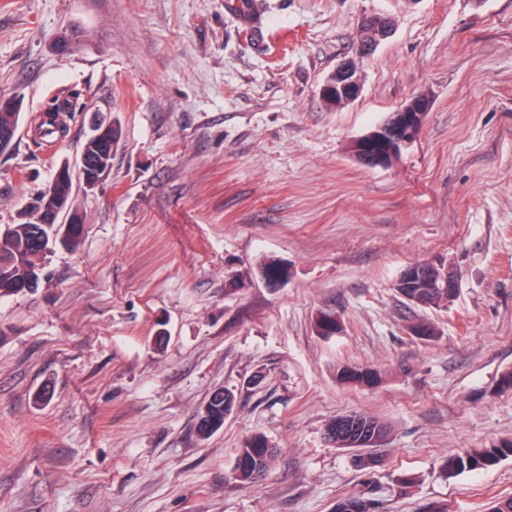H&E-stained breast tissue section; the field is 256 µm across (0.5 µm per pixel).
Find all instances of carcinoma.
I'll list each match as a JSON object with an SVG mask.
<instances>
[{
    "label": "carcinoma",
    "instance_id": "obj_1",
    "mask_svg": "<svg viewBox=\"0 0 512 512\" xmlns=\"http://www.w3.org/2000/svg\"><path fill=\"white\" fill-rule=\"evenodd\" d=\"M22 100H10L8 107L0 106V133L10 130L17 132L21 119ZM118 132L112 123L100 121L93 133L82 146V155L93 163V167L82 173L84 184L93 188L102 175L112 166V144ZM72 177L64 167L56 173L52 183L32 198L29 209L21 213V222L0 227V298L37 289L42 280L43 262L49 247L60 245L74 250L82 240L84 227L74 212L72 197ZM70 213L69 221L59 223L62 213ZM424 280L416 281L411 287L395 286L396 292L409 303L422 308H438L448 304V290L433 288L429 282L436 279L439 269L430 265L418 264ZM315 326L323 336H332L342 330L341 319L333 313H320ZM336 378L341 383L373 387L382 381L379 370L370 366L340 365ZM236 405V395L229 389L215 391L198 413V431L208 437L224 427V418L229 416ZM355 430L352 440L336 435V424L328 428L329 440L340 448H355V441L375 438L383 441L387 427L379 420L354 414ZM238 454L249 456L253 469L245 471L236 481L248 484L263 476L276 456V449L269 447L262 435H254L246 440ZM512 456V441H503L489 448H470L448 457L444 470L450 475L485 469L497 464L501 458ZM333 512H373V501L360 495H351L336 502Z\"/></svg>",
    "mask_w": 512,
    "mask_h": 512
}]
</instances>
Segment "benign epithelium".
I'll return each instance as SVG.
<instances>
[{
	"instance_id": "obj_1",
	"label": "benign epithelium",
	"mask_w": 512,
	"mask_h": 512,
	"mask_svg": "<svg viewBox=\"0 0 512 512\" xmlns=\"http://www.w3.org/2000/svg\"><path fill=\"white\" fill-rule=\"evenodd\" d=\"M370 21L361 24V44L366 51L373 50L381 40L391 33L385 21L377 23V36L368 35ZM322 95L332 92L347 104L354 101L361 92L360 80L352 62H343L328 75L321 89ZM429 109V101L416 97L398 110V115L386 120L354 141L352 155L361 163L371 167H385L392 163L403 149L410 146L419 136L423 120Z\"/></svg>"
}]
</instances>
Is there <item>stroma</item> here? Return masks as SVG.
I'll return each instance as SVG.
<instances>
[{"label":"stroma","mask_w":512,"mask_h":512,"mask_svg":"<svg viewBox=\"0 0 512 512\" xmlns=\"http://www.w3.org/2000/svg\"><path fill=\"white\" fill-rule=\"evenodd\" d=\"M249 1L0 0V100H23L0 226L76 166L95 118L119 132L103 183L74 185L80 247L0 298V512H332L349 495L488 512L512 496V456L442 469L512 439V0ZM370 15L393 32L363 57ZM348 59L361 94L327 109ZM63 90L80 105L49 143ZM417 96L418 139L390 166L358 162L351 143ZM271 260L288 269L274 287ZM423 261L454 269L448 305L396 293ZM322 311L340 333L316 331ZM419 318L435 340L407 333ZM346 363L381 384L338 382ZM219 387L236 406L204 438ZM349 413L388 428L375 471L325 436ZM256 433L277 456L242 484ZM507 456H512V441H503L490 448H470L449 456L444 470L450 475L481 470L497 464Z\"/></svg>","instance_id":"stroma-1"}]
</instances>
